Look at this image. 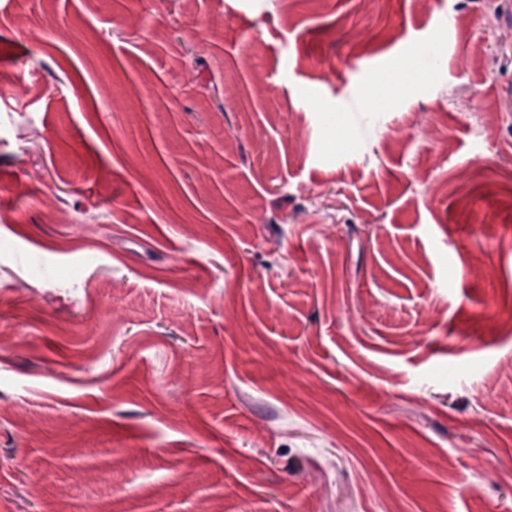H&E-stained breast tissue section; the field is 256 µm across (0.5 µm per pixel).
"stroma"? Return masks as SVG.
Here are the masks:
<instances>
[{"instance_id": "35a3bbf8", "label": "stroma", "mask_w": 512, "mask_h": 512, "mask_svg": "<svg viewBox=\"0 0 512 512\" xmlns=\"http://www.w3.org/2000/svg\"><path fill=\"white\" fill-rule=\"evenodd\" d=\"M2 44L0 512H512V0Z\"/></svg>"}]
</instances>
